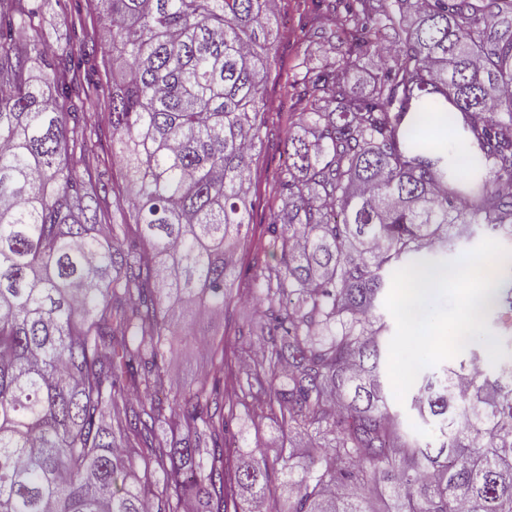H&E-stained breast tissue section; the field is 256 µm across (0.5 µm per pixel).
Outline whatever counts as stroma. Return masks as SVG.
Returning a JSON list of instances; mask_svg holds the SVG:
<instances>
[{
  "mask_svg": "<svg viewBox=\"0 0 512 512\" xmlns=\"http://www.w3.org/2000/svg\"><path fill=\"white\" fill-rule=\"evenodd\" d=\"M315 0H279L274 23L279 35L272 54L274 63L266 83V98L271 104L268 134L254 171L253 206L250 210L252 224L270 223L272 215L282 214L285 205L279 196L277 176L283 160L285 141L289 132L296 129L301 105L293 85L299 72L298 64L309 61L312 66L323 65L331 56L326 40L304 35L302 27L316 12ZM82 22L90 36H97L99 24L89 9L87 0H69L59 4L49 0L43 11L42 29L46 41L55 54L65 52L73 22ZM254 308L233 304L221 324L211 327L210 332L224 338V360L229 367L240 368L245 358L255 350L253 344L235 340L239 327L259 324ZM211 368L207 349L177 343L170 360V376L173 381L186 385L194 378L203 376Z\"/></svg>",
  "mask_w": 512,
  "mask_h": 512,
  "instance_id": "stroma-1",
  "label": "stroma"
}]
</instances>
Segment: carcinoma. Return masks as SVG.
Returning a JSON list of instances; mask_svg holds the SVG:
<instances>
[{
    "instance_id": "carcinoma-1",
    "label": "carcinoma",
    "mask_w": 512,
    "mask_h": 512,
    "mask_svg": "<svg viewBox=\"0 0 512 512\" xmlns=\"http://www.w3.org/2000/svg\"><path fill=\"white\" fill-rule=\"evenodd\" d=\"M333 57L298 73L304 105L278 173L288 217L249 294L264 324L235 399L224 348L170 404L184 331L208 343L253 244L252 165L267 132L273 0H96L112 49L108 112L85 92L97 51L56 61L42 0H0V512H512V365L474 372L469 344L420 373L412 438L383 381L392 273L467 226L512 238V0H318ZM379 58L369 94L353 76ZM437 118L452 147L425 137ZM112 129L109 180L92 143ZM115 205H110V201ZM285 439L274 458L242 417ZM188 428L192 444L179 438Z\"/></svg>"
}]
</instances>
